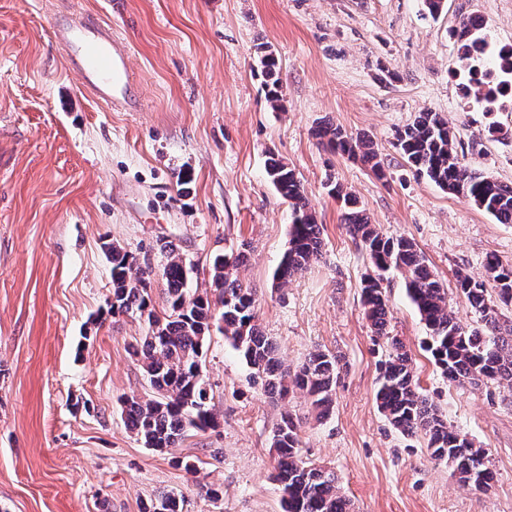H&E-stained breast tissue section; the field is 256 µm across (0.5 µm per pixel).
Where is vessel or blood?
Wrapping results in <instances>:
<instances>
[{
  "mask_svg": "<svg viewBox=\"0 0 512 512\" xmlns=\"http://www.w3.org/2000/svg\"><path fill=\"white\" fill-rule=\"evenodd\" d=\"M55 42L81 85L98 101L126 112L137 109L132 93L128 51L111 28L84 17L59 16L52 25Z\"/></svg>",
  "mask_w": 512,
  "mask_h": 512,
  "instance_id": "b4317fda",
  "label": "vessel or blood"
}]
</instances>
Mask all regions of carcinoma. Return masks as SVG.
Instances as JSON below:
<instances>
[{
  "label": "carcinoma",
  "mask_w": 512,
  "mask_h": 512,
  "mask_svg": "<svg viewBox=\"0 0 512 512\" xmlns=\"http://www.w3.org/2000/svg\"><path fill=\"white\" fill-rule=\"evenodd\" d=\"M449 36L458 46L466 82H472L490 65L496 85L512 86L511 46L501 48L492 59L475 55V49L487 46L486 24L468 15L449 30ZM260 65L266 100L277 110L282 102L279 61L264 48ZM314 136L331 151L358 159L383 174L380 153L369 135L354 136L324 123L314 130ZM395 148L416 175L463 197L500 223H512V186L462 162L456 136L441 113H418L397 132ZM266 173L292 212L288 248L272 276L273 285L282 288L318 258L322 231L296 172L272 156ZM327 185L341 202L342 220L349 234L369 258L372 272L361 283L362 302L375 337L391 347L380 366L376 391L380 412L400 433L422 435L431 457L447 462L458 484L488 491L495 472L489 467L487 449L456 430L429 402L414 380L409 353L397 337L389 335L384 282L391 272L403 278L406 294L428 331L426 351L448 383H493L511 392L512 321H500L498 310L512 305V264L489 255L483 271L457 272L456 288L480 319L479 326L467 329L448 304V289L429 269L415 244L402 236L384 234L340 183L329 178ZM159 250L166 259L159 270L167 303L163 315H158L152 304V270L138 265L132 254L115 244L109 247L112 296L107 313L135 315L148 325L136 354L154 395L125 397L123 411L138 440L162 452L177 447L192 432L215 428L217 420L210 405V384L198 371L204 341L214 325L211 301L208 293L189 288L192 266L173 242H162ZM246 261L244 251L220 253L212 259L210 287L218 293L223 307L225 339L270 397L283 400L290 393L299 394L309 401L317 418L329 416L338 357L317 350L294 369L283 366L276 344L257 324V291L240 274ZM298 427V421L285 413L271 437V447L278 456L276 480L282 488L284 512H350V499L336 473L302 458ZM142 512H181V501L174 495H161Z\"/></svg>",
  "instance_id": "obj_1"
}]
</instances>
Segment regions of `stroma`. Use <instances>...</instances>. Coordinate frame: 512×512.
<instances>
[{
  "label": "stroma",
  "mask_w": 512,
  "mask_h": 512,
  "mask_svg": "<svg viewBox=\"0 0 512 512\" xmlns=\"http://www.w3.org/2000/svg\"><path fill=\"white\" fill-rule=\"evenodd\" d=\"M58 13L97 19L127 45L139 111L80 87L51 36ZM464 14L485 20L489 53L512 46V0H446L437 17L423 0H0V512H141L166 492L182 496V512H283L271 436L286 411L300 420L301 455L335 471L353 512H512V393L449 384L396 276L389 331L424 394L487 448L492 489L459 486L423 438L379 411L387 345L361 303L368 258L326 185L334 178L385 234L411 239L458 320L476 325L455 273L482 271L491 254L512 263V224L417 176L393 146L417 113L439 112L467 163L512 184V101L486 117L457 75L448 30ZM262 46L281 64L277 112L257 74ZM385 70L396 80L382 81ZM325 121L369 134L383 175L321 147L313 130ZM272 156L297 173L323 239L319 260L280 290L272 274L291 211L267 177ZM162 239L200 289L214 254L247 250L241 275L284 362L318 349L343 359L328 417L298 396L270 399L215 329L203 372L217 427L169 454L137 440L120 399L151 391L134 354L145 325L105 312L108 246L157 269ZM183 456L195 472L176 465Z\"/></svg>",
  "instance_id": "1"
}]
</instances>
